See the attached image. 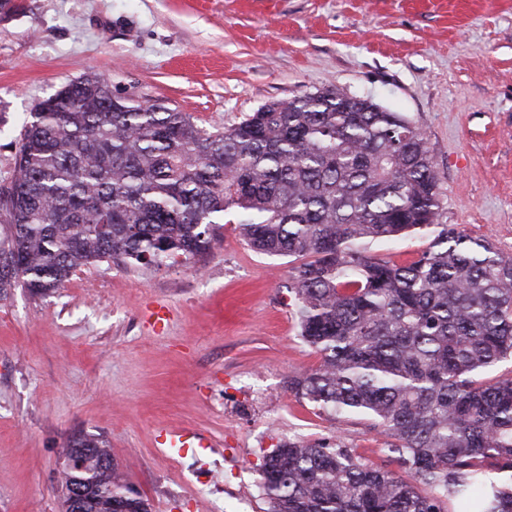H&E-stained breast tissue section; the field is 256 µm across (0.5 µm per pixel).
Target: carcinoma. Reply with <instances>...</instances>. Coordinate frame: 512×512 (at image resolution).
Here are the masks:
<instances>
[{
  "label": "carcinoma",
  "instance_id": "cac0c4a2",
  "mask_svg": "<svg viewBox=\"0 0 512 512\" xmlns=\"http://www.w3.org/2000/svg\"><path fill=\"white\" fill-rule=\"evenodd\" d=\"M422 129L327 87L210 131L159 101L85 76L38 102L0 192V295H35L105 259L161 267L210 252L225 212L255 251L292 259L300 336L320 356L288 391L339 424L366 420L396 470L325 440L263 457L269 512H512V257L443 227L398 265L367 245L435 225ZM110 457L85 434L69 440ZM87 477L95 512H148L117 472Z\"/></svg>",
  "mask_w": 512,
  "mask_h": 512
}]
</instances>
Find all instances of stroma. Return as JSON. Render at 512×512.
Wrapping results in <instances>:
<instances>
[{"mask_svg": "<svg viewBox=\"0 0 512 512\" xmlns=\"http://www.w3.org/2000/svg\"><path fill=\"white\" fill-rule=\"evenodd\" d=\"M0 12V189L35 105L87 75L209 129L333 87L427 135L438 224L512 256V0H21ZM436 227L369 251L400 264ZM288 259L237 225L201 258L77 270L0 296V512H63L59 457L102 437L150 512H268L256 467L280 441L329 439L381 463L384 439L288 390L316 367ZM197 444L170 448L168 431Z\"/></svg>", "mask_w": 512, "mask_h": 512, "instance_id": "obj_1", "label": "stroma"}]
</instances>
